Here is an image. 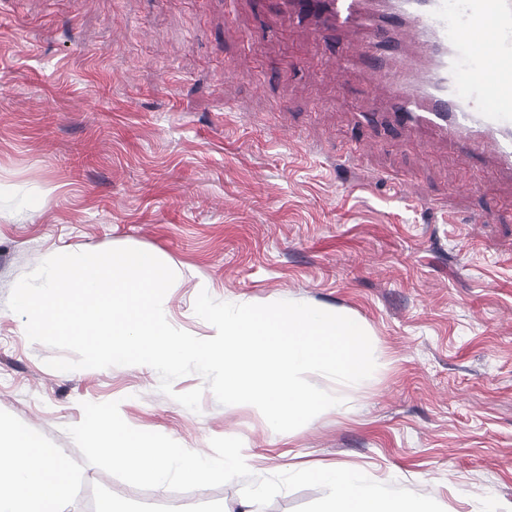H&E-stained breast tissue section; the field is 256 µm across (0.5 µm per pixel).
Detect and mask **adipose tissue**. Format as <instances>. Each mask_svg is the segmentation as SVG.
Masks as SVG:
<instances>
[{
  "label": "adipose tissue",
  "mask_w": 512,
  "mask_h": 512,
  "mask_svg": "<svg viewBox=\"0 0 512 512\" xmlns=\"http://www.w3.org/2000/svg\"><path fill=\"white\" fill-rule=\"evenodd\" d=\"M72 485L67 456L0 419V512H64Z\"/></svg>",
  "instance_id": "1"
}]
</instances>
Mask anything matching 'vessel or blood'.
<instances>
[{"label":"vessel or blood","mask_w":512,"mask_h":512,"mask_svg":"<svg viewBox=\"0 0 512 512\" xmlns=\"http://www.w3.org/2000/svg\"><path fill=\"white\" fill-rule=\"evenodd\" d=\"M326 40L364 39L337 75L365 63L391 119L432 131L512 173V0H269Z\"/></svg>","instance_id":"obj_1"}]
</instances>
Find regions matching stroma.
<instances>
[{
  "label": "stroma",
  "instance_id": "1",
  "mask_svg": "<svg viewBox=\"0 0 512 512\" xmlns=\"http://www.w3.org/2000/svg\"><path fill=\"white\" fill-rule=\"evenodd\" d=\"M0 0V418L64 453L75 486L126 512H240L242 481L139 490L86 464L67 426L118 401L133 428L210 454L238 437L258 477L338 465L432 497L512 512V177L429 131L394 129L356 68L360 32L321 46L260 0ZM249 56L261 77L235 76ZM370 147L344 162L356 144ZM145 250L176 280L169 323L205 339L200 291L363 323L381 365L306 426L273 433L204 391L191 411L148 366L62 372L7 307L68 251Z\"/></svg>",
  "mask_w": 512,
  "mask_h": 512
}]
</instances>
